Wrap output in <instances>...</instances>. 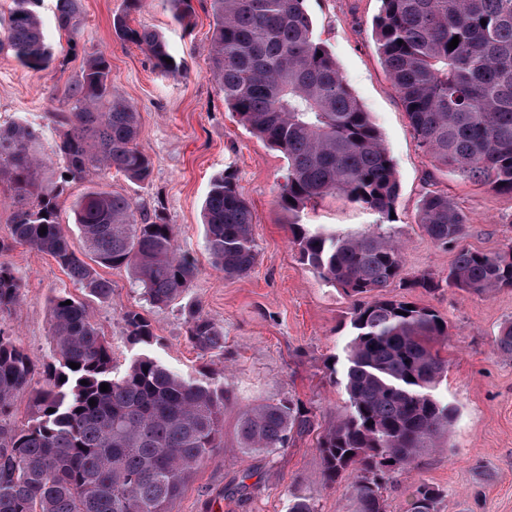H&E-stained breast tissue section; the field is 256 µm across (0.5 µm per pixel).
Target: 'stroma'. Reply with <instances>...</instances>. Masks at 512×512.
<instances>
[{"mask_svg": "<svg viewBox=\"0 0 512 512\" xmlns=\"http://www.w3.org/2000/svg\"><path fill=\"white\" fill-rule=\"evenodd\" d=\"M316 35L326 44L349 86L376 126L399 180L392 231L405 244L404 275L444 279L458 248L495 253L512 243V196L501 195L439 166L415 138L402 102L375 46L373 24L380 0H305ZM191 30H184L162 0H144L131 23L162 33L172 52L185 60L178 78L154 72L146 52L121 42L112 19L124 0H82L84 52L70 53L67 34L55 20V0H41L45 40L59 67L37 71L0 49V127L22 122L39 134L37 148L50 152L58 139L62 113L71 107L69 87L80 74L85 52L105 51L112 65V91L136 104L140 151L153 162L150 182L139 184L115 171H97L68 183L58 200V219L73 249L84 243L73 222V203L91 187L132 199L139 213L163 208L174 224L180 250L193 258L199 275L192 288L164 308L152 307L124 268H100L112 283V297L87 296L54 259L14 242L12 194L0 183V262L22 284V300L0 314L9 333L37 361L50 357V301L67 294L86 302L99 333L112 349L116 372L136 355L124 334L121 312L135 309L154 327L150 353L173 370L202 378L211 365L188 341L185 311L200 304L224 330V385L233 398L224 408V448L193 470L169 512H287L289 500L309 498L316 512H356L349 498L350 477L321 484L322 462L316 435L297 440L273 455L241 456L237 428L242 410L255 402L293 396L311 407L319 423L342 410L347 395L337 382L348 339L353 297L321 280L290 243L288 215L279 203L287 174L284 155L243 126L211 76L207 45L214 26L211 0H193ZM231 171L249 203L256 224L258 257L243 278H227L211 268L205 249L202 203L217 175ZM446 192L469 218L459 245L441 248L417 222L428 191ZM305 224L364 232L375 215L338 195L309 205ZM414 301L435 308L448 320V376L438 396L458 410L440 450L418 457L391 475L385 496L388 512H408L419 483L440 492L437 512H512V358L494 344L500 326L512 321V289L489 296L443 287L415 293ZM246 482L244 492L229 488Z\"/></svg>", "mask_w": 512, "mask_h": 512, "instance_id": "obj_1", "label": "stroma"}]
</instances>
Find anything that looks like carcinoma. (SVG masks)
Segmentation results:
<instances>
[{"label": "carcinoma", "instance_id": "cac0c4a2", "mask_svg": "<svg viewBox=\"0 0 512 512\" xmlns=\"http://www.w3.org/2000/svg\"><path fill=\"white\" fill-rule=\"evenodd\" d=\"M142 2L125 0L112 21L116 37L141 47L160 73L182 74L185 61L174 58L161 34L130 26L128 16ZM167 2L176 20L189 26L192 0ZM304 2L211 0V74L240 122L288 160L280 206L288 212L290 242L319 277L357 298L343 349L347 403L317 449L325 484L351 475L357 512H387L390 474L441 447L455 418V408L436 394L448 373L438 345L447 341L449 326L434 309L385 294L397 280L410 292L440 288L427 274L400 280L403 244L391 233L336 234L299 223L309 204L339 194L388 224L399 194L393 160L316 37ZM380 2L376 49L420 145L446 169L512 196V0ZM39 3L12 0L7 20L0 21V47L33 70L52 63ZM80 11L81 0H56L58 26L76 33ZM455 37L459 43L451 49ZM111 73L105 52L87 54L52 156L34 149L38 135L29 126L0 129V181L9 184L15 202L11 235L50 255L97 299L112 297V283L96 267H125L150 305L167 307L193 286L198 267L180 252L162 213L139 218L130 198L88 189L73 204L88 263L58 221V198L71 179L112 168L134 182L151 179L153 162L137 147L138 109L112 93ZM53 156L64 168L58 180L44 183L39 172ZM203 224L212 266L226 278L246 276L258 256L255 217L233 173L213 179ZM418 224L446 245L465 235L469 219L447 194L430 191ZM447 284L485 296L512 288V244L496 254L460 250ZM21 299L19 279L0 262V312ZM121 318L131 345L156 343L141 312L126 309ZM187 324L196 350L224 354L223 328L200 309L188 311ZM50 335L52 361L38 366L0 331V512H167L192 470L224 447V381L187 379L145 353L115 374L109 345L85 305L67 294L52 299ZM496 347L512 356V321L500 327ZM37 373L43 385L33 398V416L13 429L6 417ZM317 427L316 416L290 397L248 406L239 420L238 450L246 457L274 454ZM438 497L435 488L419 484L409 512H437Z\"/></svg>", "mask_w": 512, "mask_h": 512}]
</instances>
